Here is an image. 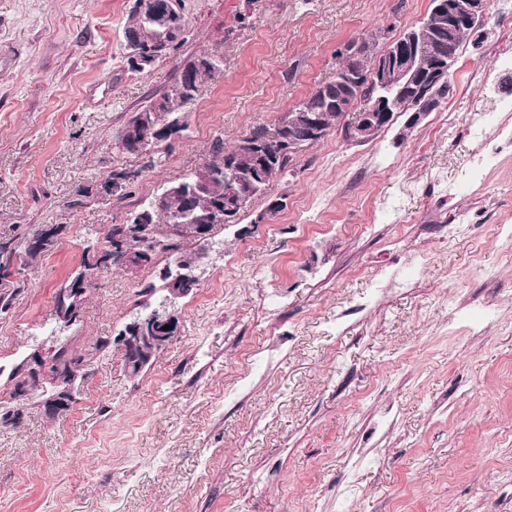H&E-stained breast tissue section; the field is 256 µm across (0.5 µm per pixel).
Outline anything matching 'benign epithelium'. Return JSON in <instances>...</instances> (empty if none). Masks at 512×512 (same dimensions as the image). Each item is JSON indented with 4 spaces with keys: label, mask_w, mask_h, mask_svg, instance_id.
I'll return each instance as SVG.
<instances>
[{
    "label": "benign epithelium",
    "mask_w": 512,
    "mask_h": 512,
    "mask_svg": "<svg viewBox=\"0 0 512 512\" xmlns=\"http://www.w3.org/2000/svg\"><path fill=\"white\" fill-rule=\"evenodd\" d=\"M432 13L448 25V29L469 27L472 31L479 30L486 18L488 0H430ZM138 10L150 23V29L144 30L135 38H125L127 61L134 70L144 69L146 59L142 47L148 43L153 34L152 28L172 26V19L179 11V0H138ZM376 64L368 71L360 69L357 48L346 43L336 58L337 67L343 69V76L349 82L367 77L368 84H373L383 94L372 99L367 106L356 115L354 123L348 128L349 137L359 143L372 141L378 137L391 121L392 100L389 94L400 95L411 93L418 96L431 87L439 85L449 78L454 65L453 46L439 43L434 50V59L428 64L417 60V40L414 36L403 33L399 37L386 42L376 52ZM153 127L154 139L168 140L175 137L181 130L179 119L169 118L167 112H157L147 122ZM290 131H299L309 137H319L329 131L326 114L323 112H298L288 126ZM206 171L200 170L195 185L187 186L181 182L177 189L185 196L182 212L185 223H191L190 215L193 200L198 193L197 187L204 184ZM143 235L139 224L123 225V232L114 236L106 246L90 248L86 252V264L90 267L105 269L112 266L125 270L136 271L146 266L147 250L132 251L128 249L127 237ZM80 288H64L57 296L54 305V316L57 322L67 325L75 321L80 314ZM178 318L170 308L162 305L145 313L134 325L122 331L120 341L131 354L141 353V365L149 363L153 354L165 346L175 335ZM49 356L39 352L33 354L26 363L25 381L28 390L42 387L48 366ZM73 401L71 386L59 383L50 391H43L40 406L44 413L53 414Z\"/></svg>",
    "instance_id": "obj_1"
}]
</instances>
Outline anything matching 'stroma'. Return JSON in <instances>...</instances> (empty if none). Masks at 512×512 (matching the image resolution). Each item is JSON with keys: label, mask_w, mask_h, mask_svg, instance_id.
Wrapping results in <instances>:
<instances>
[{"label": "stroma", "mask_w": 512, "mask_h": 512, "mask_svg": "<svg viewBox=\"0 0 512 512\" xmlns=\"http://www.w3.org/2000/svg\"><path fill=\"white\" fill-rule=\"evenodd\" d=\"M132 4L0 0V242L63 229L0 312V512H505L512 242L497 226L512 225V154L456 197L448 182L481 147L468 119L491 103L474 77L512 50V18L489 13L465 38L418 124L395 114L367 143L332 130L217 227L173 306L177 335L133 376L119 333L164 294L144 290L154 268H115L61 327L55 297L87 247L216 142L274 127L348 41L420 25L429 0H183L181 40L145 73L125 58ZM204 54L222 65L180 111L181 138L122 152L135 110ZM118 167L135 173L126 199L72 206ZM61 346L81 365L70 410L50 417L14 397L11 372Z\"/></svg>", "instance_id": "stroma-1"}]
</instances>
